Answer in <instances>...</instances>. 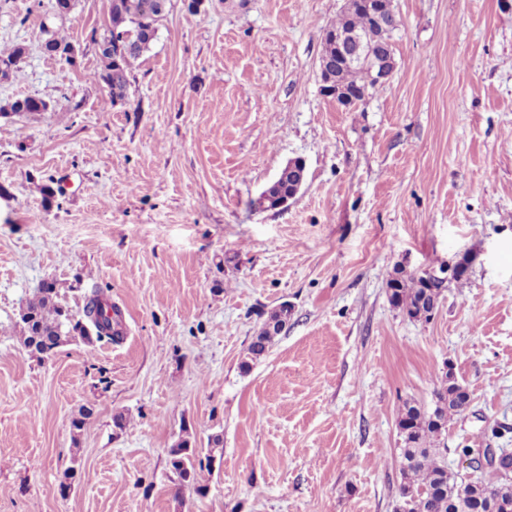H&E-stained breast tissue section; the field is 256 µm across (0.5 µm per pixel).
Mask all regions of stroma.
I'll return each mask as SVG.
<instances>
[{
    "label": "stroma",
    "mask_w": 512,
    "mask_h": 512,
    "mask_svg": "<svg viewBox=\"0 0 512 512\" xmlns=\"http://www.w3.org/2000/svg\"><path fill=\"white\" fill-rule=\"evenodd\" d=\"M53 2L0 0V48L25 49L0 76V512H400L397 421L448 363L472 396L449 472L512 448V0H394L395 73L351 110L319 71L345 0H171L116 106L89 39L108 0ZM25 96L50 111L9 112ZM294 158L298 195L258 208ZM466 252L429 320L390 304L395 270ZM53 280L74 316L102 289L123 341L25 349ZM183 437L221 440L203 490L170 466ZM290 310L286 305H282L279 309L272 311L264 323L263 327L252 337L248 352L252 360L259 359L264 356L272 345L274 338L282 331L288 323Z\"/></svg>",
    "instance_id": "obj_1"
}]
</instances>
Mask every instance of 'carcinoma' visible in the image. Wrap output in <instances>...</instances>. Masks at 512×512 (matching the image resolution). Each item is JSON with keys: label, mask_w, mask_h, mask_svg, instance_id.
Segmentation results:
<instances>
[{"label": "carcinoma", "mask_w": 512, "mask_h": 512, "mask_svg": "<svg viewBox=\"0 0 512 512\" xmlns=\"http://www.w3.org/2000/svg\"><path fill=\"white\" fill-rule=\"evenodd\" d=\"M163 15L154 10L152 0H112V14L107 29L102 33L91 32V39H100L107 44L98 50L100 70L93 73L94 80L108 88L107 103L116 105L128 98L130 76L135 62L156 38ZM373 24L371 16L363 11L353 15L340 14L335 27L366 28ZM128 36L137 43L133 49L118 46L116 36ZM24 48L15 46L0 50V65L6 72H21ZM342 79L353 87L367 91L378 88L373 73L367 69L346 70ZM24 106L19 101L10 104V111L27 114L46 111L42 99L27 97ZM293 179L288 170L281 172L270 188L268 195L259 198V205L276 209L288 197ZM61 284L53 281L46 284L30 298L21 309L19 325L25 348L32 353L48 354L76 333L90 341L118 343L122 332L115 329L114 320L104 306V293L93 288L85 296L80 319L73 320L56 301ZM392 304L411 318H429L434 298L441 295L447 285L426 280L424 273L403 274L398 270L389 280ZM290 310L286 306L272 311L263 327L252 337L248 352L256 360L265 355L274 338L288 323ZM438 386L434 391L435 405L432 411H424L414 405H405L398 420L403 436L402 484L403 512H512V482L501 479H480L466 484L450 481L442 461L438 460L440 449L431 447L439 441L448 428V421L463 413V400L459 385L452 374L436 376ZM170 465L183 482L196 485L202 490L203 462L196 459L190 442L184 439L169 450Z\"/></svg>", "instance_id": "1"}]
</instances>
